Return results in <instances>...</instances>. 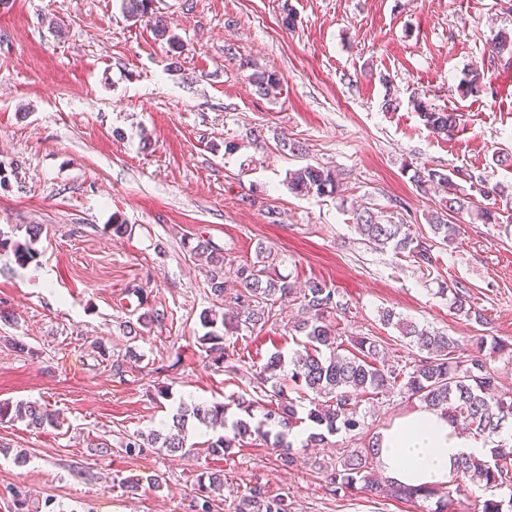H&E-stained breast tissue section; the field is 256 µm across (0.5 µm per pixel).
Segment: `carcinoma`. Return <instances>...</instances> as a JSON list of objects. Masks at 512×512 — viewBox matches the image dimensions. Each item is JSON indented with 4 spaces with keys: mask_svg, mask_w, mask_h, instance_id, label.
I'll return each instance as SVG.
<instances>
[{
    "mask_svg": "<svg viewBox=\"0 0 512 512\" xmlns=\"http://www.w3.org/2000/svg\"><path fill=\"white\" fill-rule=\"evenodd\" d=\"M153 0H122L127 17L138 20L147 17L151 30L158 41L168 44L172 55H180L184 44L171 33L166 21L152 15ZM512 58V38L505 34L494 43L486 60L468 70L464 80L465 92L479 93L485 86L490 70L497 68L498 61ZM256 92L267 96L281 86L283 77L270 70H257L249 75ZM426 126L442 133L452 132L457 125V113L440 111L421 100L414 103ZM469 184L465 192L455 179ZM410 181L417 190L425 192L430 186H439L447 193L446 210L460 214L477 212L486 224L499 223L498 213L481 205L497 194L506 192L503 187H487L486 180L472 171L458 170L445 174L432 168H414ZM288 186L300 195L333 196L340 192L336 173L330 169L306 164L289 172ZM356 225L363 240L375 249H389L395 255L408 258L420 272L433 269V250L439 245L452 242L457 225L443 222L434 216L428 222L429 232L418 234L411 225L395 217L386 219L372 209L364 207L356 213ZM26 240L21 243L12 239V233L0 229V252L10 250L16 261L27 264L37 257L34 244L40 237L41 227L32 225L25 230ZM191 254L205 261L208 267V286L215 305L202 311L200 324L205 332L198 337L208 365L220 369L228 364L224 346V334L243 327L254 329L267 324L276 315V304L297 296L304 318L298 321L296 330L305 338L302 349L293 353L289 361L276 352L269 356L254 380L257 389L268 398L265 419L269 430L252 429L245 420L236 422L233 436L218 433L224 428L226 405L222 403L195 404L181 407L172 415V424L164 432L131 435L125 449L129 453L146 446H160L170 452L186 448L188 424L195 421L213 431L207 441L210 454L223 456L230 448L241 444L252 433L262 437H274L271 448L278 452L282 461L291 464L295 452L286 440L290 430L301 422L294 399L285 396L283 386L276 382L282 369H288V384L299 394L309 398L310 408L306 419L315 424L320 432L308 436V442L322 444L327 436L341 431L348 433L360 429L357 407L360 398L377 395L391 386L400 387L410 399H416L431 411L448 418L453 424H461L476 439L485 442L502 435L506 423L512 419V396L497 394L496 370L483 358L486 340L473 339L470 349H465L459 339L442 331L410 322L391 309L379 313L380 321L396 328L408 344L418 349L419 358L411 366L390 364L382 356L380 341L373 336H358L352 340V351L339 352L343 343L338 341L337 317L346 314L348 304L338 299L336 290L326 282L312 280L298 290L287 277L277 273L273 263L267 260L266 250L258 248L256 260L239 265L235 276L240 291L226 297L224 288V255L207 240H199L190 248ZM452 294L450 307L455 314L475 323L484 322L483 313L470 301L466 287L458 282L448 286ZM21 420L36 429L59 428L61 421L52 411L27 401H0V422ZM277 429L271 433V429ZM379 451V442L362 450L352 451L340 461L328 475V490L334 495L360 491L374 496L401 500H436L435 512H447L448 501L453 494L467 491V484L481 490L500 491L499 499L484 502L483 512H502L503 506L512 508V446L495 444L481 456H465L458 461L456 477L441 486L411 489L392 480L379 482L372 473L371 461ZM224 490V473L206 471L197 481L194 512H214L216 501ZM234 512H290L288 496L273 494L264 485L255 484L239 497Z\"/></svg>",
    "mask_w": 512,
    "mask_h": 512,
    "instance_id": "cac0c4a2",
    "label": "carcinoma"
}]
</instances>
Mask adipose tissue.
Returning <instances> with one entry per match:
<instances>
[{
    "mask_svg": "<svg viewBox=\"0 0 512 512\" xmlns=\"http://www.w3.org/2000/svg\"><path fill=\"white\" fill-rule=\"evenodd\" d=\"M483 451L481 441L461 434L444 416L418 409L383 431L376 461L386 477L404 486H444L458 459Z\"/></svg>",
    "mask_w": 512,
    "mask_h": 512,
    "instance_id": "obj_1",
    "label": "adipose tissue"
}]
</instances>
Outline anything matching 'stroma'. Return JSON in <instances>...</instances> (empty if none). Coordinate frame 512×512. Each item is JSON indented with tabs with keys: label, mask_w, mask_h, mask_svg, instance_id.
I'll list each match as a JSON object with an SVG mask.
<instances>
[{
	"label": "stroma",
	"mask_w": 512,
	"mask_h": 512,
	"mask_svg": "<svg viewBox=\"0 0 512 512\" xmlns=\"http://www.w3.org/2000/svg\"><path fill=\"white\" fill-rule=\"evenodd\" d=\"M154 9L186 46L177 70L121 0H0V229L21 240L26 226L42 227L31 264L0 252V400L40 403L63 422H0L10 446L0 452V512H13L18 493L38 512H192L199 475L214 470L224 473L217 512H233L257 483L286 494L291 512H427L422 501L335 496L325 483L346 453L418 408L397 389L363 400L361 429L321 445L305 444L311 422L296 425L290 466L255 435L221 459L202 452V428L189 434L191 454L130 455L123 442L161 429L182 402H224L227 422L257 423L253 368L302 340L292 302L264 327L225 336L237 372L207 367L196 338L213 301L205 264L189 252L199 239L221 249L226 281L263 247L281 274L328 282L350 307L341 341L379 337L390 360L412 352L381 324L383 308L464 341L512 345V223L447 213L459 231L435 248L427 277L354 228L367 206L427 231L443 193L417 191L411 166L512 186V166L497 160L512 154V65L490 71L480 96L461 88L497 34H512V12L504 0H154ZM258 69L282 75L275 94L250 84ZM389 94L400 106L388 112ZM417 99L458 113L454 132L427 127ZM284 139L303 157L281 150ZM305 162L334 170L340 195L291 192L288 172ZM115 224L127 233L113 235ZM445 281L467 287L484 324L454 314ZM151 310L164 312L162 326L144 325ZM238 396L248 409L232 405ZM132 476L143 480L135 495L119 486Z\"/></svg>",
	"instance_id": "stroma-1"
}]
</instances>
